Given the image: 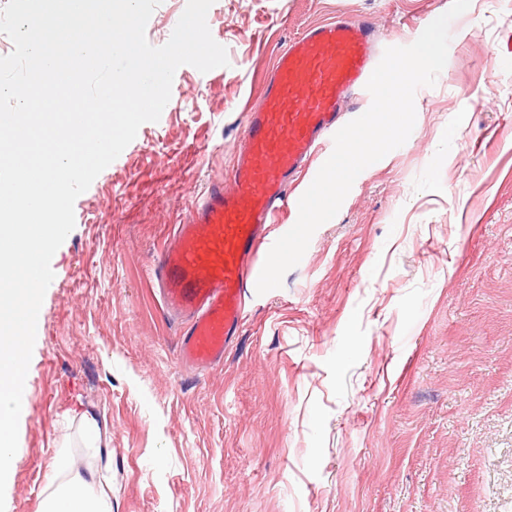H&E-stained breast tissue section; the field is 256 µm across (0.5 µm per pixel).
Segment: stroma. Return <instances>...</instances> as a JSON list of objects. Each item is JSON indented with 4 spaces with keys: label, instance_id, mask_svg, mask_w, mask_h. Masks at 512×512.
Segmentation results:
<instances>
[{
    "label": "stroma",
    "instance_id": "stroma-1",
    "mask_svg": "<svg viewBox=\"0 0 512 512\" xmlns=\"http://www.w3.org/2000/svg\"><path fill=\"white\" fill-rule=\"evenodd\" d=\"M186 3L161 0L151 45ZM451 5L215 0L228 66H180L159 121L75 201L6 512H36L54 471L90 468L112 512H512V0H471L408 140L358 175L223 367L181 366L149 283L202 185L230 176L277 45L369 15L380 48L407 46Z\"/></svg>",
    "mask_w": 512,
    "mask_h": 512
}]
</instances>
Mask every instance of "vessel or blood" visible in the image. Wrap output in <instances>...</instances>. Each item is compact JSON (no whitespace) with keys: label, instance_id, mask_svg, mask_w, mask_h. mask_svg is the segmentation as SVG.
Returning a JSON list of instances; mask_svg holds the SVG:
<instances>
[{"label":"vessel or blood","instance_id":"vessel-or-blood-1","mask_svg":"<svg viewBox=\"0 0 512 512\" xmlns=\"http://www.w3.org/2000/svg\"><path fill=\"white\" fill-rule=\"evenodd\" d=\"M372 17L336 18L290 38L264 75L229 178L208 180L189 217L159 250L150 279L180 319L178 360L213 369L241 336L280 215L297 210V176L333 147L345 109L357 105L377 66Z\"/></svg>","mask_w":512,"mask_h":512}]
</instances>
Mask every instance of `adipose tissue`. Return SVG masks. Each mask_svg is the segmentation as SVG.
I'll use <instances>...</instances> for the list:
<instances>
[{"instance_id":"obj_1","label":"adipose tissue","mask_w":512,"mask_h":512,"mask_svg":"<svg viewBox=\"0 0 512 512\" xmlns=\"http://www.w3.org/2000/svg\"><path fill=\"white\" fill-rule=\"evenodd\" d=\"M36 512H112V499L95 471L76 472L68 480L50 483Z\"/></svg>"}]
</instances>
